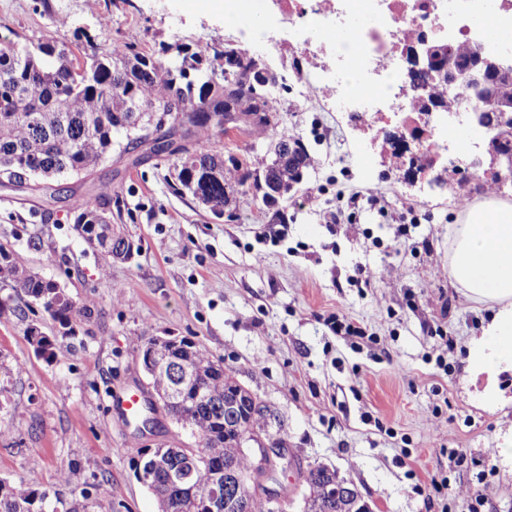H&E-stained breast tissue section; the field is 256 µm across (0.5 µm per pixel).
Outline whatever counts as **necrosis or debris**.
Masks as SVG:
<instances>
[{
    "instance_id": "1",
    "label": "necrosis or debris",
    "mask_w": 512,
    "mask_h": 512,
    "mask_svg": "<svg viewBox=\"0 0 512 512\" xmlns=\"http://www.w3.org/2000/svg\"><path fill=\"white\" fill-rule=\"evenodd\" d=\"M272 7L253 26V0H224L237 14L251 46L270 40L272 30L288 28L292 70L300 98L319 91L324 109L372 127L393 152L414 147L427 160L446 151L480 155L485 130L474 129L471 101L458 90L433 91L437 125L418 134L421 99L407 86L408 50L419 40L465 47L478 40L490 55L512 57V0H270ZM355 74L370 96L351 89Z\"/></svg>"
}]
</instances>
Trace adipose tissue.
<instances>
[{
    "instance_id": "ef3b65f1",
    "label": "adipose tissue",
    "mask_w": 512,
    "mask_h": 512,
    "mask_svg": "<svg viewBox=\"0 0 512 512\" xmlns=\"http://www.w3.org/2000/svg\"><path fill=\"white\" fill-rule=\"evenodd\" d=\"M448 268L466 299L491 311L467 346L464 370L484 378L480 398L492 411L501 402L498 377L512 371V203L489 194L458 214Z\"/></svg>"
}]
</instances>
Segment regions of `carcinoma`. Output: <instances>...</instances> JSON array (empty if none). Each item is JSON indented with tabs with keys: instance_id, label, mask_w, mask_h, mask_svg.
I'll list each match as a JSON object with an SVG mask.
<instances>
[{
	"instance_id": "obj_1",
	"label": "carcinoma",
	"mask_w": 512,
	"mask_h": 512,
	"mask_svg": "<svg viewBox=\"0 0 512 512\" xmlns=\"http://www.w3.org/2000/svg\"><path fill=\"white\" fill-rule=\"evenodd\" d=\"M160 51L169 52L163 62L156 53L135 43L124 45L97 43L86 39L81 48L86 70L75 72L72 53L57 49L52 39L24 38V42L0 48V179L10 182L21 173L45 179L66 174L80 175L94 171L112 153V135L126 130L128 117L140 113L143 123L131 135L145 142L153 136L160 140L178 137L182 153L173 163L172 190L190 195L211 214H222L235 194V187L248 184L262 191L265 205L275 208L271 221L288 223L279 201L269 199V192L281 198L295 189L310 166V155L298 140L284 151L286 135L278 131L279 113L272 105L279 87L277 76L267 72V85L258 80L264 68L262 60L232 43L224 44L223 54L215 48L193 51L174 41L160 43ZM433 55L452 57L460 66L472 63L476 47L455 52L433 49ZM491 99L471 97L474 111L482 113L484 124L495 130L492 147L512 157V131L501 126L502 112L512 115V72L491 76ZM249 132L268 135L274 159L263 169H252L238 160L224 158L218 148L216 126L226 117ZM230 166L224 167V161ZM111 182H101L89 196L76 197L79 209L76 230L84 235L87 227L97 225L112 230L110 204ZM0 280L10 281L26 296L52 299L43 309L59 326L44 347V357L54 355L60 328L76 320L89 321L100 314L93 300L78 302L52 280L31 268L18 264L12 254L0 246ZM174 356L191 355L196 377L184 384L192 394L202 391L205 404L180 410L164 407V412L190 430L197 447L184 450L183 460L201 462L204 473L224 471L231 464L240 470L250 467V460L239 447V438L253 430H262L266 416L262 409L247 407L225 415L224 401L237 390L232 372L214 371L216 360L206 350L183 337ZM173 380L166 371L148 376L147 391L161 395L169 392ZM171 459L156 458L138 452L133 460L134 476L150 475L155 496L163 497L167 512H206L203 498L207 491L200 481L198 499L190 500L183 487L168 483ZM337 478V472L314 466L305 475L306 488L318 490ZM228 498H246V512H271L268 501L256 491L224 487ZM45 494L34 483L10 485L0 481V512H44ZM363 501L339 493L334 499L316 497L309 512H359Z\"/></svg>"
}]
</instances>
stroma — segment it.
<instances>
[{
    "instance_id": "1",
    "label": "stroma",
    "mask_w": 512,
    "mask_h": 512,
    "mask_svg": "<svg viewBox=\"0 0 512 512\" xmlns=\"http://www.w3.org/2000/svg\"><path fill=\"white\" fill-rule=\"evenodd\" d=\"M78 30L150 51L176 39L195 49L241 42L223 11L198 0H0V47L25 35L69 43ZM279 118L280 132L307 145L311 165L281 203L288 222L274 240L255 189L218 220L171 191L164 159L135 165L115 152L92 174L112 183V222L135 245L127 261L87 246L70 202L0 186V245L101 309L47 361L26 329L37 322L48 333L51 321L0 281V423L12 428L0 439V480L35 483L53 512H158L132 458L195 439L165 416L152 435L138 434L112 397L145 389L139 350L149 337L177 336L222 360L279 415L291 456L280 477L288 512L315 465L351 483L372 512H468L461 488L485 492L480 512H512V475L494 458L512 431V371L499 378L511 399L502 410L486 412L464 394L461 354L487 314L448 274L459 212L451 196L480 200L476 181L451 170L432 187L406 163L369 177L355 131L316 97ZM223 143L250 166L271 159L268 136L233 131ZM375 186L378 202L361 201L353 223L334 222L349 197ZM408 205L416 221L402 234L396 220ZM359 265L371 287L351 286ZM332 314L372 342L334 335L324 323ZM450 448L465 454L463 466L449 462ZM441 479L447 488L434 490Z\"/></svg>"
}]
</instances>
